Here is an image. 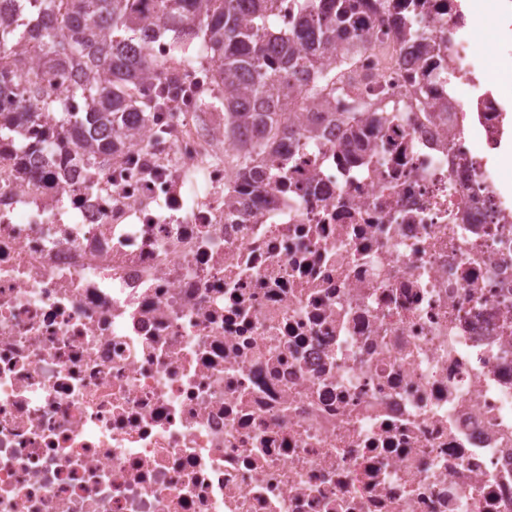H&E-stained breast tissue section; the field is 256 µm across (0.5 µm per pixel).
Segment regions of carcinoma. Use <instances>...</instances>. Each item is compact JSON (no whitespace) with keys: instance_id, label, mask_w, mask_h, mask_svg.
I'll return each instance as SVG.
<instances>
[{"instance_id":"obj_1","label":"carcinoma","mask_w":512,"mask_h":512,"mask_svg":"<svg viewBox=\"0 0 512 512\" xmlns=\"http://www.w3.org/2000/svg\"><path fill=\"white\" fill-rule=\"evenodd\" d=\"M13 4L0 23V55L8 43L24 50L0 64V97L15 110L0 113V139L40 124L43 136L88 153L122 144L128 117L147 123L168 108L172 76L151 54V41L171 31L184 61L201 50L218 64L224 91V138L237 148L239 175L257 182L255 166L267 143L254 136L278 123L294 87L313 79L308 95L327 103L332 76L319 69L341 41L359 37L351 0H306L285 40L269 29L270 0H0ZM93 75L83 104L48 101L46 84L72 69Z\"/></svg>"}]
</instances>
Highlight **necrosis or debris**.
Returning a JSON list of instances; mask_svg holds the SVG:
<instances>
[{
  "instance_id": "1",
  "label": "necrosis or debris",
  "mask_w": 512,
  "mask_h": 512,
  "mask_svg": "<svg viewBox=\"0 0 512 512\" xmlns=\"http://www.w3.org/2000/svg\"><path fill=\"white\" fill-rule=\"evenodd\" d=\"M400 12L258 191L158 39L123 151L0 140V512H512V7Z\"/></svg>"
}]
</instances>
